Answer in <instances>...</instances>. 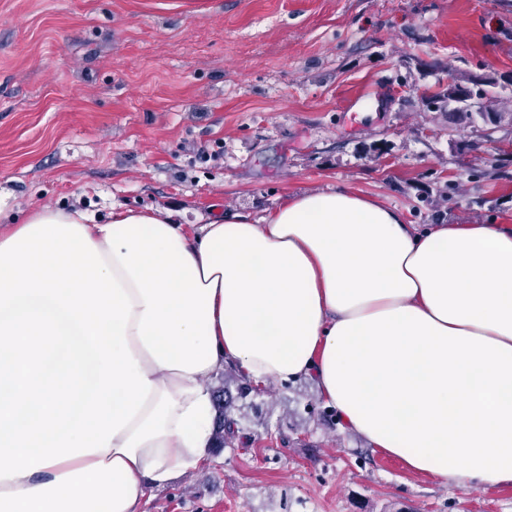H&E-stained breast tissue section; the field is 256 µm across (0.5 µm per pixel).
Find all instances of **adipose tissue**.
Listing matches in <instances>:
<instances>
[{"label": "adipose tissue", "mask_w": 512, "mask_h": 512, "mask_svg": "<svg viewBox=\"0 0 512 512\" xmlns=\"http://www.w3.org/2000/svg\"><path fill=\"white\" fill-rule=\"evenodd\" d=\"M229 366L315 377L411 471L512 485V224H414L336 186L204 224H0V512H139L206 461Z\"/></svg>", "instance_id": "adipose-tissue-1"}]
</instances>
